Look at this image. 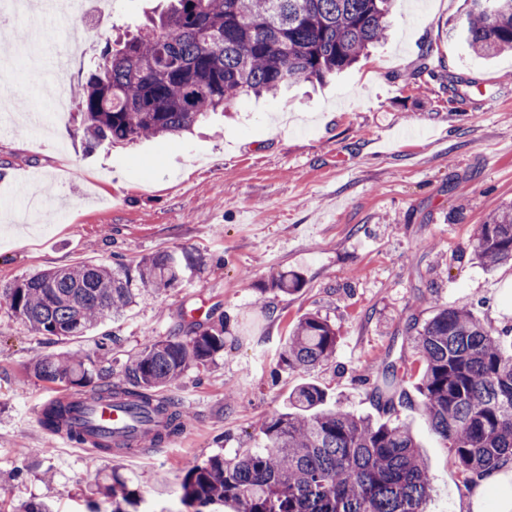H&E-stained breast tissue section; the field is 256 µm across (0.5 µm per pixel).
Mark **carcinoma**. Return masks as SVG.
Listing matches in <instances>:
<instances>
[{
	"mask_svg": "<svg viewBox=\"0 0 512 512\" xmlns=\"http://www.w3.org/2000/svg\"><path fill=\"white\" fill-rule=\"evenodd\" d=\"M167 10L90 64L79 98L86 141L95 147L190 131L241 96L276 95L301 79L322 82L352 66L387 30L392 0H169ZM467 23L452 30L471 52L512 50V0H467ZM474 259L491 270L512 261V204L491 213L471 236ZM201 259L160 251L134 268L89 264L36 273L0 292L40 336H81L134 297L132 283L161 293ZM407 333L420 362L417 390L431 428L446 441L463 482L512 460V349L502 333L465 309L438 306ZM336 349V330L317 313L294 326L279 366L310 369ZM224 352V321L193 322L183 336L146 347L117 375L93 370L80 356H46L29 375L65 388L70 399L41 413L50 435L69 429L80 445L106 455L134 440L87 442L73 414L87 402L118 401L152 426L144 443L162 446L191 419L188 409L159 399L191 366ZM390 365L373 391L385 422L330 405L303 383L284 411L260 427L264 449L214 456L186 467L181 500L202 508L232 504L237 512H427L431 479L409 425L391 419L408 400ZM115 507L130 491L115 480Z\"/></svg>",
	"mask_w": 512,
	"mask_h": 512,
	"instance_id": "cac0c4a2",
	"label": "carcinoma"
}]
</instances>
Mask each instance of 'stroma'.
I'll use <instances>...</instances> for the list:
<instances>
[{
  "mask_svg": "<svg viewBox=\"0 0 512 512\" xmlns=\"http://www.w3.org/2000/svg\"><path fill=\"white\" fill-rule=\"evenodd\" d=\"M159 0H111L50 14L35 29L42 81L14 62L11 106L39 110L69 30L91 31L69 85L119 33L144 22ZM464 0H392L385 41L326 84H293L274 97L245 96L193 133L133 146L90 148L79 104L36 132L13 125L0 136V182L44 172L39 219L27 198L0 199V289L29 275L81 264L134 263L186 250L202 263L162 294L136 291L120 314L85 335H36L0 304V512L36 503L52 512H112L105 486L132 492L124 512H194L180 500L185 467L262 446L261 421L299 384L329 402L383 420L372 387L384 365L417 366L405 327L435 305L469 309L496 330L512 328V263L486 270L471 255L475 225L512 202V51L475 56L450 33ZM300 274V289L272 287ZM224 325V352L190 367L170 394L194 417L189 437L150 460L118 461L59 446L38 421L58 386L30 378L38 357L95 356L121 369L148 344L184 335L189 312ZM318 313L334 326L336 351L306 371L281 370L294 325ZM400 417L413 429L434 486L430 512H458L467 487L446 442L428 424L415 380Z\"/></svg>",
  "mask_w": 512,
  "mask_h": 512,
  "instance_id": "35a3bbf8",
  "label": "stroma"
}]
</instances>
